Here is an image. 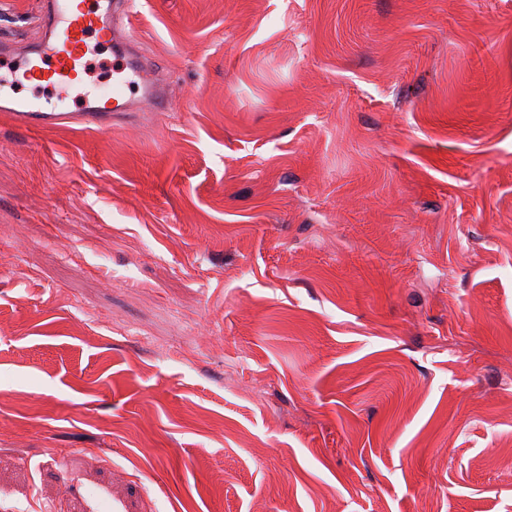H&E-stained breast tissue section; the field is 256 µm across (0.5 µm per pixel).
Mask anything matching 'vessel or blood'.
<instances>
[{
    "instance_id": "1",
    "label": "vessel or blood",
    "mask_w": 512,
    "mask_h": 512,
    "mask_svg": "<svg viewBox=\"0 0 512 512\" xmlns=\"http://www.w3.org/2000/svg\"><path fill=\"white\" fill-rule=\"evenodd\" d=\"M134 8L135 0H39L40 37L19 53L10 40L0 41V68L37 87L56 89L82 82L88 73L89 37L108 47L115 45L119 25ZM126 63L132 78L119 79L109 95L86 100L78 111L61 107L46 111L28 99L4 94L0 112L16 126L45 129L72 122L99 127L111 121L113 113L129 111L135 100L164 111L166 100L142 58L133 55Z\"/></svg>"
}]
</instances>
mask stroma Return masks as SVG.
<instances>
[{"mask_svg": "<svg viewBox=\"0 0 512 512\" xmlns=\"http://www.w3.org/2000/svg\"><path fill=\"white\" fill-rule=\"evenodd\" d=\"M131 33L166 111L0 114V512H512V0Z\"/></svg>", "mask_w": 512, "mask_h": 512, "instance_id": "1", "label": "stroma"}]
</instances>
